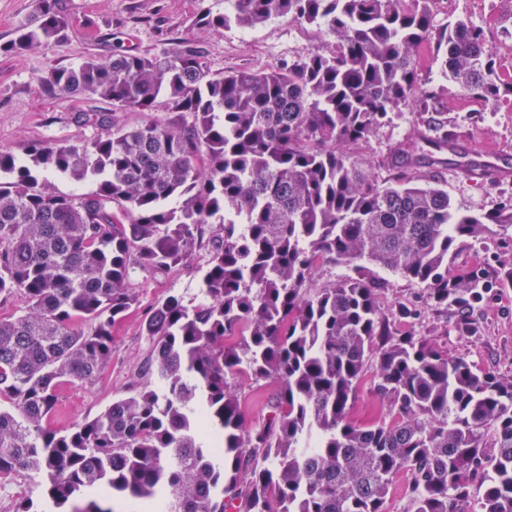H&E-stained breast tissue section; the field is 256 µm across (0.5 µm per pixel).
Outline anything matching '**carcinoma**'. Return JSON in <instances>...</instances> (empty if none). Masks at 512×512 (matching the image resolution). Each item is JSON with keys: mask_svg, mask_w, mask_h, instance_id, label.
<instances>
[{"mask_svg": "<svg viewBox=\"0 0 512 512\" xmlns=\"http://www.w3.org/2000/svg\"><path fill=\"white\" fill-rule=\"evenodd\" d=\"M233 0L204 26L255 28L288 17L336 37L275 68L213 74L192 50L88 58L49 71L52 90L150 112L164 99L181 120L114 128L26 157L0 150V299L29 313L0 318V476L27 475L42 509L112 512L116 495L150 512H512V379L478 374L396 322L361 262L423 283L438 307L482 294L479 276L448 281L458 243L512 225V200L489 214L457 211L437 181L420 183L411 141L393 178L355 168L349 146L409 104L433 113L426 146L455 134L418 78L420 49L472 100L512 94L483 27L438 21V0ZM0 51L61 45L58 0H33ZM93 178L77 197L53 177ZM219 217L216 231L211 219ZM208 249L203 301L179 295L145 318L150 352L139 387L66 433L49 427L60 387L93 384L112 358V330L137 305L132 275L164 274ZM351 273L314 289L317 264ZM395 412L359 425L349 410L365 362ZM276 386L266 422L250 427L229 376ZM480 480L482 493L474 495Z\"/></svg>", "mask_w": 512, "mask_h": 512, "instance_id": "1", "label": "carcinoma"}]
</instances>
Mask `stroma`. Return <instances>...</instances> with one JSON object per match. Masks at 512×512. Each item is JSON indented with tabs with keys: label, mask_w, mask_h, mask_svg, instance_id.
Returning a JSON list of instances; mask_svg holds the SVG:
<instances>
[{
	"label": "stroma",
	"mask_w": 512,
	"mask_h": 512,
	"mask_svg": "<svg viewBox=\"0 0 512 512\" xmlns=\"http://www.w3.org/2000/svg\"><path fill=\"white\" fill-rule=\"evenodd\" d=\"M61 4L69 22L64 44L0 51V149L19 157L38 142L71 144L96 138L105 128L97 122L101 116L106 117L107 126L113 127L172 119L171 112L161 105L151 112H139L117 108L100 97L47 91L40 78L50 69L74 68L88 57L107 59L130 48L145 55L191 49L214 73L256 70L278 66L305 56L314 48L326 49L335 43L334 37L323 31L316 41L305 40V26L288 18L244 31L198 24L202 12L222 14L225 0H61ZM448 9L454 17L478 25L484 24L487 16H497V28L487 33L489 43L512 38V0H450ZM419 77L450 105L447 118L456 134L455 148L442 152L437 176L454 207L463 213L496 210L501 200L512 197V181L473 183L463 178L457 168L474 149L512 162V106L503 105L494 114L458 110L454 107L459 99L457 86L438 77L432 62L422 65ZM428 118V113L411 106L390 113L373 137L349 147L351 162L368 169L377 180H387L394 149L426 132ZM206 259L207 252L202 249L167 275L136 274L138 305L114 331L111 362L93 385L67 384L60 389L49 421L52 429L65 431L94 419L113 400L136 388L139 368L149 354L148 341L141 334L146 311L171 294L182 296L185 304L198 303L201 269ZM475 271L484 274L485 290L479 302L467 307H436L427 301L423 285L381 269L375 272L382 283L378 300L385 308L399 301L412 302L417 313L403 319L399 330L425 337L449 356L465 358L478 372L512 378V227L457 247L448 262L449 279ZM464 321L471 324V332L461 330ZM375 375L376 362L368 360L350 408L351 419L361 425L394 419L387 403L374 390ZM231 383L245 399L247 424L262 425L275 386L258 385L239 375L233 376Z\"/></svg>",
	"instance_id": "1"
}]
</instances>
